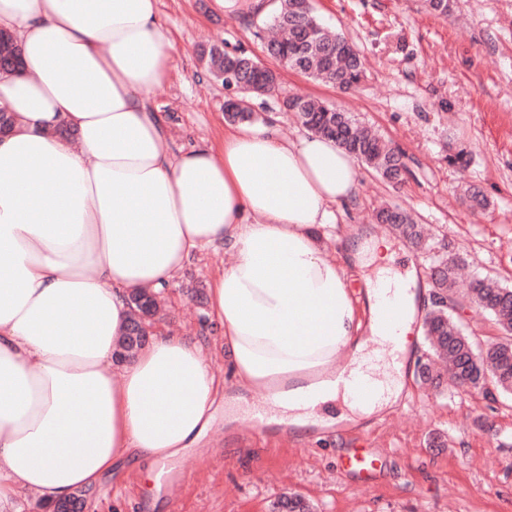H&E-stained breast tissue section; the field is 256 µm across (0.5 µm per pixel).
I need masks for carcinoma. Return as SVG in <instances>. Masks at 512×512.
Instances as JSON below:
<instances>
[{
	"mask_svg": "<svg viewBox=\"0 0 512 512\" xmlns=\"http://www.w3.org/2000/svg\"><path fill=\"white\" fill-rule=\"evenodd\" d=\"M453 6L454 0H423L426 11L438 16L448 14ZM271 24L280 36L269 41L266 51L284 67L342 90L360 80L363 59L359 52L344 36L329 34L319 22L311 0H279ZM200 56L216 77L221 78L230 70L239 73L244 82L241 93L248 99L255 96L253 89L272 83L269 73L258 75L252 70L253 58L243 53H227L213 45L202 50ZM19 62L20 49L15 37L0 29V72L15 70ZM291 102L296 104L294 112L298 120L311 133L334 140L384 181L391 184L403 181L408 173L405 155L371 129L361 126L351 113L314 98L294 97ZM379 220L400 228L411 243L421 244L422 231L406 210L388 206L379 212ZM456 262L455 258L440 260L432 275V308L425 318L429 348L418 359L417 366L422 374L431 378L437 370L436 360H446L453 365L463 361L471 351H482L488 363L486 392L512 394V288L484 277L479 279L480 287L473 289L472 301L493 317L503 334L502 340L483 347L466 334L448 312L445 296L454 285ZM129 302L130 322L137 325L142 335H149L160 294L136 291ZM278 506L280 512H311L310 504L297 494L280 498Z\"/></svg>",
	"mask_w": 512,
	"mask_h": 512,
	"instance_id": "cac0c4a2",
	"label": "carcinoma"
}]
</instances>
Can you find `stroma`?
<instances>
[{"label": "stroma", "instance_id": "stroma-1", "mask_svg": "<svg viewBox=\"0 0 512 512\" xmlns=\"http://www.w3.org/2000/svg\"><path fill=\"white\" fill-rule=\"evenodd\" d=\"M313 6L319 20L365 59L364 76L351 90L267 56L268 10L217 14L210 0H159L174 49L166 82L146 98L166 114L171 148L219 143L228 126V92L198 59L206 44L277 70L278 92L252 104L264 121H278L285 138L305 133L283 107L285 98L309 95L348 109L405 153L410 173L394 187L363 169L354 204L337 218L336 235L353 227L369 237L383 235L377 210L406 208L433 238L416 261L405 239L396 238L394 268L416 265L424 290L438 256L463 257L469 277L448 301L480 345L499 341L495 322L465 298L477 276L512 287V0H456L445 17L425 12L421 0H314ZM460 150L470 158L463 169L448 162ZM464 183L487 196L486 211H471L459 197ZM231 256L220 247L191 262L164 293L167 317L158 330L213 332L208 280ZM414 337L407 389L387 412L350 428L314 426L309 437L297 438L275 424L254 429L249 413L266 396L246 395L237 420L218 419L205 447L168 466V487L154 488L146 473L119 465L94 489L88 512H270L284 493L302 496L314 512H512V397L448 382L437 389L423 384L415 366L424 352L422 331ZM438 434L445 446L434 445ZM355 447L382 462L364 483L339 468Z\"/></svg>", "mask_w": 512, "mask_h": 512}]
</instances>
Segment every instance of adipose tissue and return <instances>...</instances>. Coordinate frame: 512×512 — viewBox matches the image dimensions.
<instances>
[{
  "label": "adipose tissue",
  "instance_id": "obj_1",
  "mask_svg": "<svg viewBox=\"0 0 512 512\" xmlns=\"http://www.w3.org/2000/svg\"><path fill=\"white\" fill-rule=\"evenodd\" d=\"M1 28L22 65L0 72L14 118L0 135V512L25 490L51 504L94 488L121 462H174L253 391L300 432L316 422L307 396L342 401L353 425L397 402L405 364L387 361L378 314L416 272L393 269L386 238L331 251L317 235L355 196V156L249 124L172 151L144 100L174 49L158 0H0ZM221 244L236 253L209 280L222 335L158 334L117 364L131 293ZM341 352L380 383L373 401L325 380Z\"/></svg>",
  "mask_w": 512,
  "mask_h": 512
}]
</instances>
